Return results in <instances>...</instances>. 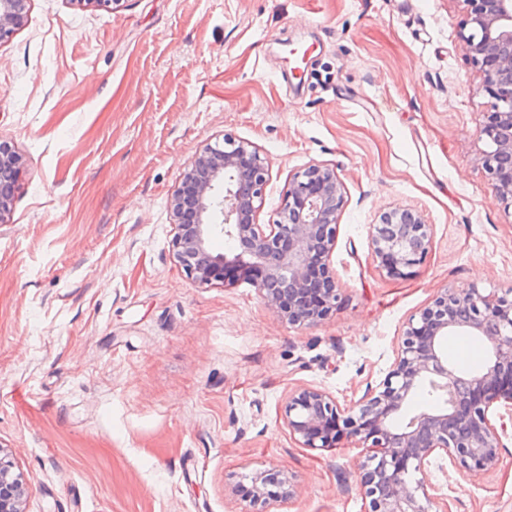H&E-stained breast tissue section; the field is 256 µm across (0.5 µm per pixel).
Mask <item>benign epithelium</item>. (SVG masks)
I'll return each mask as SVG.
<instances>
[{
    "instance_id": "1",
    "label": "benign epithelium",
    "mask_w": 512,
    "mask_h": 512,
    "mask_svg": "<svg viewBox=\"0 0 512 512\" xmlns=\"http://www.w3.org/2000/svg\"><path fill=\"white\" fill-rule=\"evenodd\" d=\"M466 53L483 75L491 111L477 130L484 142L480 163L506 208H512V0H461ZM31 0H0V43L26 22ZM22 156L0 136V223L11 210ZM271 182V162L253 142L224 135L206 146L183 172L169 200L173 254L201 286L249 280L264 303L288 323L314 325L336 311L338 284L330 268L346 191L336 167L312 163L288 177L279 207L258 223ZM237 243L216 253L211 239ZM432 225L410 206L380 213L371 225L372 252L388 276L404 278L429 252ZM453 335L478 336L489 346L485 367L464 372L448 361L444 342ZM432 386L440 399L423 408L411 400ZM499 405L500 425L489 418ZM289 430L306 448L324 450L342 439L372 449L359 477L368 512H440L437 498L412 476L449 459L468 473L495 468L503 448L505 420L512 421V298L437 290L432 302L409 319L396 358L379 386L342 406L327 392L303 388L288 398ZM23 475L0 448V512H23ZM293 494L289 478L261 473L250 504Z\"/></svg>"
}]
</instances>
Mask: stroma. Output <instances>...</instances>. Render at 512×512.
I'll return each instance as SVG.
<instances>
[{"instance_id":"stroma-1","label":"stroma","mask_w":512,"mask_h":512,"mask_svg":"<svg viewBox=\"0 0 512 512\" xmlns=\"http://www.w3.org/2000/svg\"><path fill=\"white\" fill-rule=\"evenodd\" d=\"M464 19L462 0H31L0 43V135L24 160L0 223V448L25 512H248L268 470L294 494L266 512H366L367 449L302 447L289 396L358 401L439 288L512 292ZM227 134L272 163L260 223L311 163L344 182L340 299L316 325L288 324L252 282L198 285L173 257L168 201ZM396 205L433 227L401 279L369 235ZM502 442L495 469L433 466L427 491L447 512H512V432Z\"/></svg>"}]
</instances>
